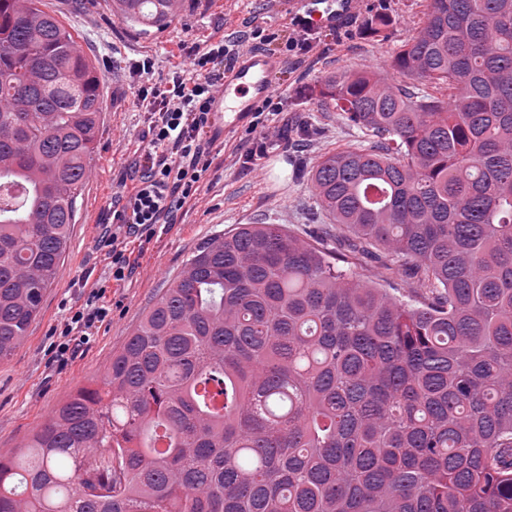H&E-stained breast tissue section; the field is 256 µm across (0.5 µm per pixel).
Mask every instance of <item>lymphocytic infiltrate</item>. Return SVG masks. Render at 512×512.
Segmentation results:
<instances>
[{"instance_id":"lymphocytic-infiltrate-1","label":"lymphocytic infiltrate","mask_w":512,"mask_h":512,"mask_svg":"<svg viewBox=\"0 0 512 512\" xmlns=\"http://www.w3.org/2000/svg\"><path fill=\"white\" fill-rule=\"evenodd\" d=\"M239 54L236 45L206 41L190 65L174 66L165 82L147 83L137 93L147 114L141 150L132 161V186L116 201L112 231V279L125 281L135 267L128 252L131 237L174 223L186 200L199 189L208 169L206 156L214 144L207 138L210 106L224 90V70ZM108 311L99 294L67 319L54 346L57 357L73 353L92 336Z\"/></svg>"}]
</instances>
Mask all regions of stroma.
<instances>
[{"label": "stroma", "instance_id": "obj_1", "mask_svg": "<svg viewBox=\"0 0 512 512\" xmlns=\"http://www.w3.org/2000/svg\"><path fill=\"white\" fill-rule=\"evenodd\" d=\"M46 3L78 32L81 50L101 69L104 121L61 277L46 293L25 341L0 362V452L16 449L76 389L100 381L143 311L179 274L202 239L239 224H281L300 237L314 233L335 245V229L316 213L309 172L324 153L360 143L363 137L338 112L322 106L311 90L331 72L374 68L390 73V49L416 31L427 0H360L354 18L322 30L313 52L276 77L281 106L271 125L279 137L267 140L263 154L255 155L259 133L247 122L217 142L199 191L175 223L157 225L149 241L131 243L141 257L120 283L112 279L110 222L137 138L146 127L136 101L142 84L136 61L151 57L158 79L168 73L172 54L189 56L198 42L222 38L248 50L259 45L255 32L284 35L289 23L274 0H187L185 10L168 25L143 34L114 16L111 0ZM380 14L389 17V25L380 36L368 35L372 19ZM98 291L104 294L107 318L67 361H57L53 346L64 323Z\"/></svg>", "mask_w": 512, "mask_h": 512}]
</instances>
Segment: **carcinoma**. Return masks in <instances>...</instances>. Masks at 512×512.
Returning <instances> with one entry per match:
<instances>
[{"label":"carcinoma","instance_id":"carcinoma-1","mask_svg":"<svg viewBox=\"0 0 512 512\" xmlns=\"http://www.w3.org/2000/svg\"><path fill=\"white\" fill-rule=\"evenodd\" d=\"M390 65L319 85L370 139L310 171L336 249L199 242L101 382L0 453V512H512V0H428ZM101 85L58 12L0 0V362L62 274Z\"/></svg>","mask_w":512,"mask_h":512}]
</instances>
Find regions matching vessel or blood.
<instances>
[{
	"label": "vessel or blood",
	"mask_w": 512,
	"mask_h": 512,
	"mask_svg": "<svg viewBox=\"0 0 512 512\" xmlns=\"http://www.w3.org/2000/svg\"><path fill=\"white\" fill-rule=\"evenodd\" d=\"M358 8V0H336L335 6L322 7L321 0H281L279 10L288 18L299 17L324 27L341 26ZM282 67L281 60L254 49L241 54L224 71V91L211 105L213 133L226 135L239 127L255 105L273 89L272 78Z\"/></svg>",
	"instance_id": "obj_1"
}]
</instances>
